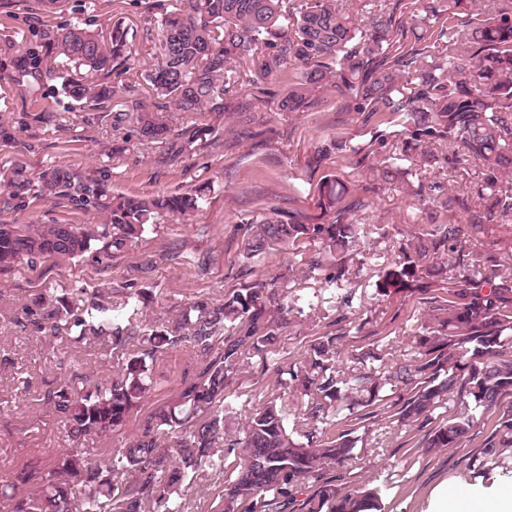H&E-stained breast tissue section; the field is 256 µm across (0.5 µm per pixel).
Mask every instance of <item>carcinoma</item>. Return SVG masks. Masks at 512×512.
Instances as JSON below:
<instances>
[{
	"instance_id": "obj_1",
	"label": "carcinoma",
	"mask_w": 512,
	"mask_h": 512,
	"mask_svg": "<svg viewBox=\"0 0 512 512\" xmlns=\"http://www.w3.org/2000/svg\"><path fill=\"white\" fill-rule=\"evenodd\" d=\"M156 16L159 53L154 69L138 72L129 29L116 22L105 36L90 22L58 27L35 18L33 39L20 54L5 39L8 61L0 81L28 92L37 111L20 113L18 125L35 122L61 127L53 106L57 94L83 112L89 127L111 129L114 150H125L129 131L158 142L157 162L173 164L215 139L210 123L174 130L169 113H249L265 103L298 112L312 105L313 93L330 87L344 105L363 116L369 144L398 149L380 159L384 181H406L418 166H440L473 182L474 214L469 226L481 233L500 216L512 214V0H486L472 9L467 0H123ZM253 73L256 90L240 95L242 68ZM147 88L151 103L142 100ZM432 140L448 151L425 150ZM0 146L30 153L37 142H21L15 127L0 125ZM364 150L347 138L329 140L311 163L334 153L349 159ZM110 175H86L54 164L33 178L19 161L0 166L8 188L3 208L24 210L36 200L100 214L102 224H0V270L61 261H112L127 244L152 233L165 214H185L207 201L208 188L191 193L127 197L112 193ZM431 205L451 212L461 205L454 180L433 185ZM349 200L341 205L343 200ZM322 224L270 216L246 219L244 250L250 257L305 242L322 254L306 261L341 304L348 266L358 250L357 213L371 202L343 182L325 186ZM459 229L432 224L425 242L403 251L384 268L375 288L380 296L410 290L429 277L452 280L447 300L433 307L438 328L414 336L410 353L395 371L379 376L360 367L336 375L339 336L318 337L305 363L275 362L278 383L304 391L302 417L288 423L278 398L248 412L242 428L226 429L237 414L225 394L244 355L268 362L287 325L286 314L306 302L295 294L276 297L270 284L256 280L223 299H197L184 305L171 323L150 332L139 325L147 304L138 289H122L117 310L76 288L61 296L30 298L16 323L54 340L82 348L97 343L119 362L112 378L89 391L70 386L49 390L44 399L63 424L70 448L49 470L28 463L0 480V498L9 512H185L187 492L227 455L239 463L224 478L211 512H286L305 481L317 480L305 499V512H382L381 489L360 487L341 493L336 480L320 474L327 461L351 457L352 430L336 432L342 405L377 407L380 391L393 383L407 387L398 402L397 422L422 433L416 445L431 452L459 448L479 425L493 422L483 454L497 457L512 446V410H501L512 396V279L487 272L477 262L446 261L427 266L428 252L454 251ZM188 348L198 367L185 376L177 399L152 413L143 431L102 461L84 456L92 437H108L137 412L154 387L153 365L168 351ZM460 408L431 425L447 398Z\"/></svg>"
}]
</instances>
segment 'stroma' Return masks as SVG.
I'll use <instances>...</instances> for the list:
<instances>
[{
	"label": "stroma",
	"instance_id": "35a3bbf8",
	"mask_svg": "<svg viewBox=\"0 0 512 512\" xmlns=\"http://www.w3.org/2000/svg\"><path fill=\"white\" fill-rule=\"evenodd\" d=\"M36 0H8L0 5V36L23 45L31 37L26 23L36 12ZM96 19L102 31L122 22L134 31L133 42L144 66L157 63L161 32L155 18L142 8L120 6L118 0H61L52 16L54 24L65 26L75 18ZM318 105L300 112H282L269 105L257 113L253 124L242 126L233 112L214 117L194 115V122H218V139L169 168L158 167L157 144L132 137L124 152L112 150V134L102 127H87L70 99L59 97L57 109L61 128L46 130L32 126L18 133L19 139L40 140L33 153L21 154L0 147V160L22 162L31 173L62 163L95 175L108 171L114 192L127 196L187 192L210 186L208 201L198 210L160 219L156 233L129 242L125 251L109 266L89 262H61L45 258L35 266L25 265L0 271V399L10 401L11 410L0 415V478L14 468L34 462L50 468L67 443L58 428L44 394L76 376L87 382H104L116 371L101 350H76L66 344L48 347L33 329H21L13 318L29 295L38 292L62 294L69 288L102 292L112 305L121 302L120 288L134 286L149 291V303L141 322L156 328L173 320L186 303L207 298L220 300L225 294L263 279L272 283L277 295L300 294L309 303L288 315V324L275 345L277 358L304 360L311 342L323 335H340L336 369L350 373L361 353L381 349L387 371H394L419 327L425 324L433 306L448 296L447 280L433 279L413 291L378 295L375 283L384 267L398 262L407 244L420 243L428 218L415 204V191H428L431 184L446 180L447 174L434 167L418 169L411 182L381 181L375 160L362 152L353 161L328 156L321 166L310 159L319 144L330 138L349 137L367 144L369 137L361 115L342 110L333 90L318 92ZM336 175L351 183L357 194L368 195L370 210L360 214L361 242L372 262L361 255L348 257L349 280L344 290L350 299L340 305L308 273L305 260L318 251L317 244H302V262L288 252L271 251L258 260L246 259L243 244L245 218L277 211L306 224L323 223L319 207L323 177ZM464 204L454 219L461 226L458 256L464 262L478 261L492 266L512 256V217L488 225L483 234L471 235L469 210L472 199L468 182L456 185ZM98 216L81 214L51 202L36 201L23 211H1L0 224H95ZM175 247L183 261L158 264L152 272L140 271L150 254ZM196 362L186 349L165 354L154 366L156 388L148 394L137 416L112 437L90 439L83 448L89 459L102 460L108 450L123 447L141 433L153 409L173 398L184 375ZM278 391L290 414L302 415L304 397L293 388H278L272 366L258 358H246L242 369L226 387L239 410H250ZM337 430H353L357 445L352 458L333 466L343 475V490L361 485H383L384 512H435L443 489L467 487L470 494L491 496L512 490V448L492 462L484 461L482 442L488 428H476L469 442L459 448L428 453L415 450L412 431L399 426L387 415L367 419L347 418Z\"/></svg>",
	"mask_w": 512,
	"mask_h": 512
}]
</instances>
